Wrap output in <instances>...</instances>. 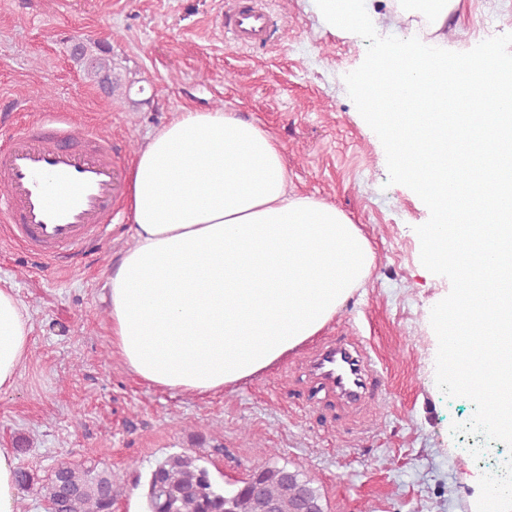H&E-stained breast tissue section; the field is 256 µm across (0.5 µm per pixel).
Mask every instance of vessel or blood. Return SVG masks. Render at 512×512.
<instances>
[{
  "instance_id": "obj_1",
  "label": "vessel or blood",
  "mask_w": 512,
  "mask_h": 512,
  "mask_svg": "<svg viewBox=\"0 0 512 512\" xmlns=\"http://www.w3.org/2000/svg\"><path fill=\"white\" fill-rule=\"evenodd\" d=\"M225 23L234 41L265 43L270 17L260 0H227ZM122 147L98 128L64 113H43L0 147V233L54 266L102 237L124 198ZM318 388L355 404L376 397L371 361L338 339L311 359Z\"/></svg>"
}]
</instances>
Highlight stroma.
Wrapping results in <instances>:
<instances>
[{
    "label": "stroma",
    "instance_id": "1",
    "mask_svg": "<svg viewBox=\"0 0 512 512\" xmlns=\"http://www.w3.org/2000/svg\"><path fill=\"white\" fill-rule=\"evenodd\" d=\"M448 48L465 52L512 34V0H463ZM267 44L236 47L219 25L224 0H0V123L37 112H78L133 158L182 106L258 118L288 165L293 191L336 205L375 254L371 277L314 337L262 376L208 396L149 386L112 353L100 282L126 248L127 213L85 245L88 269L55 272L0 236V279L30 308L34 342L14 390L0 393V448L46 478L62 464L111 469L112 512H139L156 461L203 456L217 482L275 460L299 469L325 512H469L472 472H493L512 451L492 443L485 462L452 423L474 413L435 380L430 312L450 281L420 259L417 226L429 210L389 184L384 147L348 95L344 77L365 59L357 34L330 32L315 0H264ZM104 45L117 91L72 55ZM361 342L382 380L358 408L317 390L307 365L325 341Z\"/></svg>",
    "mask_w": 512,
    "mask_h": 512
}]
</instances>
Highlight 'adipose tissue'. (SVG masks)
Here are the masks:
<instances>
[{
    "mask_svg": "<svg viewBox=\"0 0 512 512\" xmlns=\"http://www.w3.org/2000/svg\"><path fill=\"white\" fill-rule=\"evenodd\" d=\"M129 246L105 274L112 348L150 386L217 393L318 336L364 288L370 241L335 205L288 188L253 119L182 109L129 173ZM34 325L0 282V392L14 389Z\"/></svg>",
    "mask_w": 512,
    "mask_h": 512,
    "instance_id": "adipose-tissue-1",
    "label": "adipose tissue"
}]
</instances>
